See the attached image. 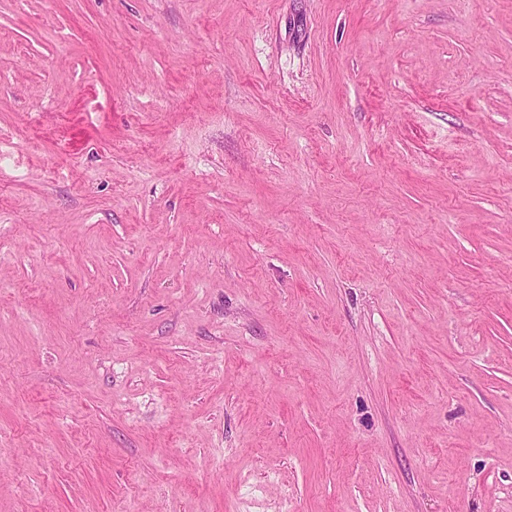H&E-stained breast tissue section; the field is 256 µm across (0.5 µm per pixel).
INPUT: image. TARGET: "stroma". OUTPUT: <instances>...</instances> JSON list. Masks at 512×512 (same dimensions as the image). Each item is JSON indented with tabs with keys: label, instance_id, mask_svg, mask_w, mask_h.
Instances as JSON below:
<instances>
[{
	"label": "stroma",
	"instance_id": "stroma-1",
	"mask_svg": "<svg viewBox=\"0 0 512 512\" xmlns=\"http://www.w3.org/2000/svg\"><path fill=\"white\" fill-rule=\"evenodd\" d=\"M0 512H512V0H0Z\"/></svg>",
	"mask_w": 512,
	"mask_h": 512
}]
</instances>
